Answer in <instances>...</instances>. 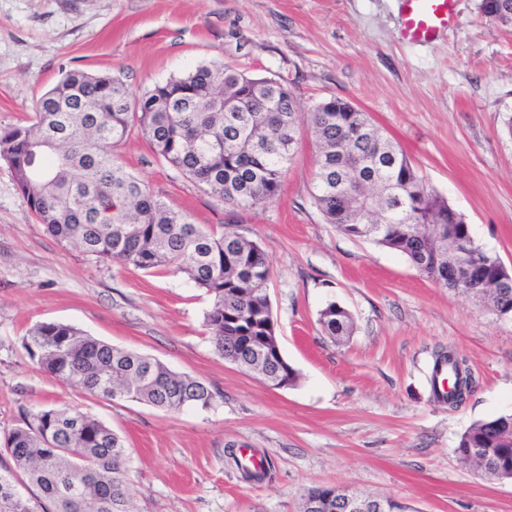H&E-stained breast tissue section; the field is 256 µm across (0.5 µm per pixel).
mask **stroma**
Returning <instances> with one entry per match:
<instances>
[{"label":"stroma","mask_w":512,"mask_h":512,"mask_svg":"<svg viewBox=\"0 0 512 512\" xmlns=\"http://www.w3.org/2000/svg\"><path fill=\"white\" fill-rule=\"evenodd\" d=\"M400 27L401 0H0V130L30 121L73 69L120 76L135 96L200 65L282 79L302 107L336 97L368 113L512 269V27L490 23L479 0H457L431 42L406 43ZM113 154L192 223L264 250L281 352L299 379L274 389L225 361L204 325L210 300L184 274L98 262L51 236L0 159V439L23 408L94 416L125 441L135 512H298L307 489L326 485L408 512H512V480L455 451L471 425L512 413V317L325 223L307 127L279 194L253 209L225 207L140 131ZM331 303L350 313V335L325 334ZM43 322L153 356L219 396L168 413L80 393L24 351ZM448 349L475 379L452 410L431 385ZM231 448L269 457V475L245 480Z\"/></svg>","instance_id":"obj_1"}]
</instances>
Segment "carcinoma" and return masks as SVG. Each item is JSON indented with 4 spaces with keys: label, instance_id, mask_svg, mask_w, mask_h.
<instances>
[{
    "label": "carcinoma",
    "instance_id": "cac0c4a2",
    "mask_svg": "<svg viewBox=\"0 0 512 512\" xmlns=\"http://www.w3.org/2000/svg\"><path fill=\"white\" fill-rule=\"evenodd\" d=\"M481 8L490 20L512 25V0H484ZM302 121L315 137L312 198L326 223L358 239L366 226H383L377 244L456 290L448 266L435 256L444 246L439 219L447 200L427 188L366 113L339 98L303 112L275 79L201 65L134 98L117 75L72 70L37 99L32 123L0 131V158L50 235L97 261L187 275L211 298L205 322L217 352L292 386L298 375L288 362L259 359L277 335L270 267L260 246L191 223L118 164L112 147L139 129L159 157L224 205L255 208L280 191ZM470 262L489 279L501 264L478 245ZM484 303L512 316V285L506 296L498 288L486 291ZM319 322L332 337L353 329L351 315L334 304ZM23 348L45 372L93 396L169 412L208 408L216 398L210 386L160 360L69 324L34 326ZM473 448L488 457L486 477L511 479L512 414L473 424L456 450L466 460ZM3 451L12 464L0 465V512H133L124 441L90 415L74 408L23 410ZM336 490L308 489L300 512L312 499L333 504Z\"/></svg>",
    "mask_w": 512,
    "mask_h": 512
}]
</instances>
